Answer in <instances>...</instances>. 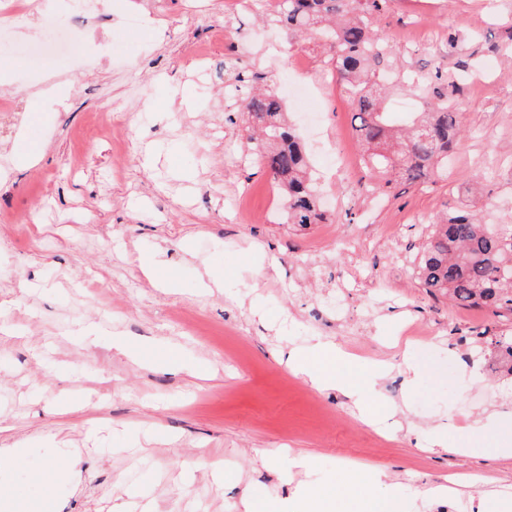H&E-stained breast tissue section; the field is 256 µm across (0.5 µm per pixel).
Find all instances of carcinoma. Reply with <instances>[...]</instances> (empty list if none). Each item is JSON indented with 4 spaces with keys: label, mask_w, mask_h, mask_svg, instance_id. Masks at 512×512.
I'll use <instances>...</instances> for the list:
<instances>
[{
    "label": "carcinoma",
    "mask_w": 512,
    "mask_h": 512,
    "mask_svg": "<svg viewBox=\"0 0 512 512\" xmlns=\"http://www.w3.org/2000/svg\"><path fill=\"white\" fill-rule=\"evenodd\" d=\"M386 0H280L276 21L299 37L320 35L336 64L339 82L355 105L351 124L363 155L365 177L375 191L448 176V156L462 136L459 112L441 88L424 112L388 111L390 59L401 54L373 25ZM448 81L436 65L419 90ZM248 139L260 148L262 166L287 205L290 224L324 222L302 142L271 90L252 86L243 98ZM418 279L429 293L463 306L512 316V224H486L474 212L449 209L431 224L418 262Z\"/></svg>",
    "instance_id": "1"
}]
</instances>
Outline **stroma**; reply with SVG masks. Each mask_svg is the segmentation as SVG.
<instances>
[{
	"label": "stroma",
	"mask_w": 512,
	"mask_h": 512,
	"mask_svg": "<svg viewBox=\"0 0 512 512\" xmlns=\"http://www.w3.org/2000/svg\"><path fill=\"white\" fill-rule=\"evenodd\" d=\"M72 29L45 64L39 13ZM376 24L399 66L441 61L465 130L447 180L369 191L349 97H318L311 154L324 223H287L271 175L224 103L227 61L275 91L316 89L330 69L259 0H30L0 34V512H37L32 473L57 467L54 512H239L243 493L289 512L298 487L399 498L402 512H480L512 499V457L427 451L460 443L490 411L512 413L493 337L512 319L421 288L417 256L449 207L512 222V0H387ZM310 70L293 71L297 57ZM33 154L18 170L13 152ZM166 249L160 276L140 263ZM179 345L198 379L113 347ZM331 342L390 363L364 424L341 393L295 375L289 352ZM425 375L409 385L405 360ZM388 470L386 484L373 482ZM449 487L447 499L421 497Z\"/></svg>",
	"instance_id": "35a3bbf8"
}]
</instances>
